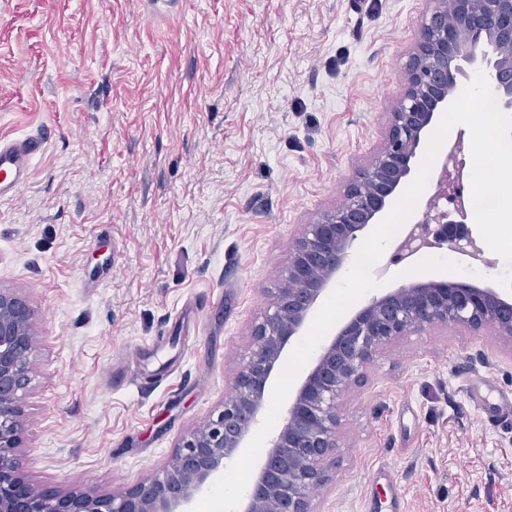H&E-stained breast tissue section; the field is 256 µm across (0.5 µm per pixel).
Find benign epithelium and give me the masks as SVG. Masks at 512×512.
<instances>
[{"label": "benign epithelium", "instance_id": "1", "mask_svg": "<svg viewBox=\"0 0 512 512\" xmlns=\"http://www.w3.org/2000/svg\"><path fill=\"white\" fill-rule=\"evenodd\" d=\"M418 31L407 85L390 113L384 149L349 182L345 200L303 225L288 268L272 289V312L252 326L250 352L217 416L180 439L161 474L112 495L74 487L63 493L36 489L18 453L25 431L24 401L37 350L34 312L9 289H0V512H191L196 497L224 461L246 447L288 345L300 335L323 293L344 268L358 233L375 224L408 180L424 137L448 108L465 67L478 62L495 72V89L512 111V0H430ZM458 178L443 166L437 192L397 251L409 259L422 248L475 246L440 200ZM458 326L492 330L512 342V298L474 284L426 279L371 299L325 344L288 405L287 416L259 460L238 512H316L311 490L341 447V401L362 384L381 349L426 329Z\"/></svg>", "mask_w": 512, "mask_h": 512}]
</instances>
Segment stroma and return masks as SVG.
Here are the masks:
<instances>
[{
    "instance_id": "obj_1",
    "label": "stroma",
    "mask_w": 512,
    "mask_h": 512,
    "mask_svg": "<svg viewBox=\"0 0 512 512\" xmlns=\"http://www.w3.org/2000/svg\"><path fill=\"white\" fill-rule=\"evenodd\" d=\"M427 0H0V137L39 136L0 201V288L35 312L22 450L41 489L154 476L232 390L304 225L385 146ZM197 303L195 335L173 327ZM168 344L173 372L112 385ZM512 346L452 326L380 350L342 401L316 512H512ZM469 399L474 407L489 414L493 422L512 425V396L497 392L492 387L473 388Z\"/></svg>"
}]
</instances>
